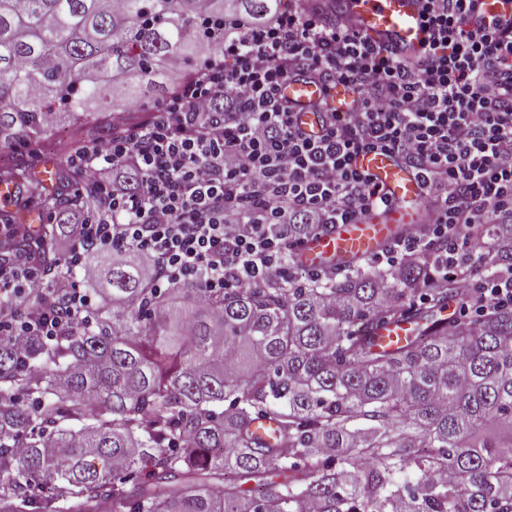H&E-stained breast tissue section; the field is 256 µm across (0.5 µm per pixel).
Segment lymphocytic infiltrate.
Masks as SVG:
<instances>
[{
	"label": "lymphocytic infiltrate",
	"instance_id": "f902f5d3",
	"mask_svg": "<svg viewBox=\"0 0 512 512\" xmlns=\"http://www.w3.org/2000/svg\"><path fill=\"white\" fill-rule=\"evenodd\" d=\"M423 2L429 36L411 57L305 0L261 27L225 31L223 55L147 120L113 113L111 135L69 153L99 210L69 213L55 239L62 259L83 270L89 254L133 252L152 288L258 287L312 234L390 208L353 159L391 153L422 183L423 218L382 250L379 267L417 265L420 302L451 280L467 288L455 316L512 308V270L488 269L512 249V17L474 0ZM298 79L322 87L318 134L281 95ZM340 90L348 108L336 105ZM46 286L32 253L0 261L1 343L54 339L96 305L73 279L58 313L39 303Z\"/></svg>",
	"mask_w": 512,
	"mask_h": 512
}]
</instances>
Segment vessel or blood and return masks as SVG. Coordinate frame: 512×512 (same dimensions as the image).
Listing matches in <instances>:
<instances>
[{"mask_svg": "<svg viewBox=\"0 0 512 512\" xmlns=\"http://www.w3.org/2000/svg\"><path fill=\"white\" fill-rule=\"evenodd\" d=\"M344 11L359 29L373 40L392 47L399 56L416 53L427 31L421 0H344ZM294 105L306 130L319 131L321 115L313 108L318 87L306 80L287 83L282 89ZM356 164L390 197L395 207L380 216H369L311 235L296 251V258L308 269L326 264L340 266L371 257L393 242L399 227L412 223L413 204L420 195L414 174L396 157L367 152Z\"/></svg>", "mask_w": 512, "mask_h": 512, "instance_id": "vessel-or-blood-1", "label": "vessel or blood"}]
</instances>
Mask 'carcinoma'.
I'll return each mask as SVG.
<instances>
[{"mask_svg": "<svg viewBox=\"0 0 512 512\" xmlns=\"http://www.w3.org/2000/svg\"><path fill=\"white\" fill-rule=\"evenodd\" d=\"M279 5L0 0V141L49 135L50 112L167 94L224 26ZM48 180L22 158L0 167L57 218L87 203L70 171ZM59 229L0 241L3 261L34 252L50 308L73 275L51 248ZM90 258L112 304L21 356L0 347V512H512L511 309L440 318L464 291L450 280L420 304L414 267L213 295L147 288L134 257ZM407 317L417 333L380 346L376 330Z\"/></svg>", "mask_w": 512, "mask_h": 512, "instance_id": "cac0c4a2", "label": "carcinoma"}]
</instances>
